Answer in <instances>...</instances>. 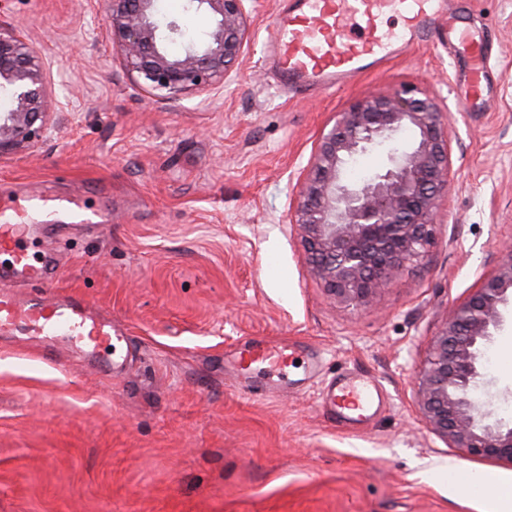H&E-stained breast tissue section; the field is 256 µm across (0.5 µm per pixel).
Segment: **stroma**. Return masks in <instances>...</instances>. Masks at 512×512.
Masks as SVG:
<instances>
[{
    "instance_id": "1",
    "label": "stroma",
    "mask_w": 512,
    "mask_h": 512,
    "mask_svg": "<svg viewBox=\"0 0 512 512\" xmlns=\"http://www.w3.org/2000/svg\"><path fill=\"white\" fill-rule=\"evenodd\" d=\"M279 2L255 0L224 87L161 104L105 40L106 0H0L60 103L47 139L0 158V182L93 186L110 221L70 245L59 286L127 336L109 369L0 336V512H485L469 474L512 485V463L436 436L417 395L449 312L512 245V0H465L496 34L494 96L476 112L437 40L335 92L287 93L261 55ZM402 85L448 106L450 188L424 258L376 306L346 307L308 272L289 203L336 113ZM255 337L317 352L318 376L249 392L225 366ZM479 370L488 422H512L511 318ZM345 373L387 394L359 430L320 404Z\"/></svg>"
}]
</instances>
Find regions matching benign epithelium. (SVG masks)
<instances>
[{"instance_id":"obj_1","label":"benign epithelium","mask_w":512,"mask_h":512,"mask_svg":"<svg viewBox=\"0 0 512 512\" xmlns=\"http://www.w3.org/2000/svg\"><path fill=\"white\" fill-rule=\"evenodd\" d=\"M247 0H188L214 24L200 42L173 53L159 35L156 0H107V34L137 83L161 103L219 86L250 37ZM50 70L26 31L0 19V158L30 149L50 130L56 100ZM415 132L407 150L391 148L383 169L354 182L357 155ZM447 113L429 94L401 87L368 95L316 143L313 161L290 207L306 259L327 294L345 306L372 305L379 291L423 257L431 243L442 195L450 181ZM512 303V250L495 272L455 308L434 338L418 376L421 411L432 429L469 454L512 462V426L485 424L472 390L482 347L503 324Z\"/></svg>"}]
</instances>
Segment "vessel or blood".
Here are the masks:
<instances>
[{"label": "vessel or blood", "mask_w": 512, "mask_h": 512, "mask_svg": "<svg viewBox=\"0 0 512 512\" xmlns=\"http://www.w3.org/2000/svg\"><path fill=\"white\" fill-rule=\"evenodd\" d=\"M270 27L265 63L281 85L300 96L342 88L443 33L449 59L464 74L463 111L491 97L492 34L488 26L464 20L459 0H285ZM107 220L86 195L0 190V334L23 331L48 347L66 336L95 351L116 352L125 335L106 312L56 288L59 241ZM27 284L37 285V293L17 299L14 288ZM260 365L279 371L298 365L309 379L320 359L316 352L266 338L235 354L239 377ZM323 404L332 422L360 428L379 409V385L372 377L339 376L327 385Z\"/></svg>", "instance_id": "b4317fda"}]
</instances>
